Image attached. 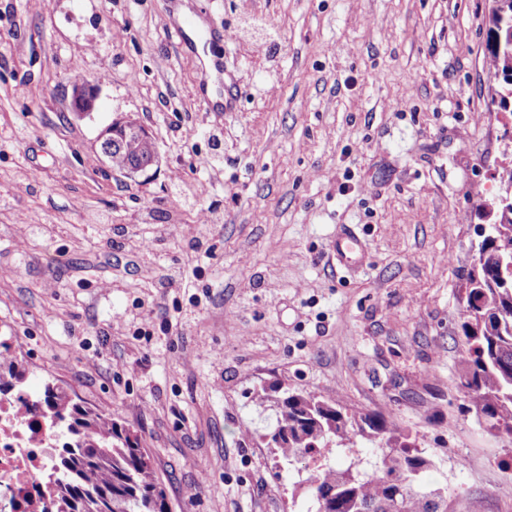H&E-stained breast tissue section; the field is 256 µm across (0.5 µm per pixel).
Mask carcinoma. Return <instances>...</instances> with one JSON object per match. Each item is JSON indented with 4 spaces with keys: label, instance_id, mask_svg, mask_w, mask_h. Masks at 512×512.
<instances>
[{
    "label": "carcinoma",
    "instance_id": "cac0c4a2",
    "mask_svg": "<svg viewBox=\"0 0 512 512\" xmlns=\"http://www.w3.org/2000/svg\"><path fill=\"white\" fill-rule=\"evenodd\" d=\"M494 2L490 50L500 66L505 108L512 100V0ZM100 151L112 167L127 170L155 148L149 139L139 140L133 152L114 148L108 135ZM490 206L495 221L465 274L460 388L477 417L512 436V202L496 199ZM25 379L16 357L0 352V394L25 401L66 439L48 476V512H166L164 490L138 436L111 412L76 403L53 381L27 399ZM358 437L378 444L373 472L321 460L306 478L312 503L306 512H448V487L425 482L437 468L434 456L378 414H350L337 399L290 393L277 405L271 432L275 456L287 464L329 451L335 442L350 452L348 443Z\"/></svg>",
    "mask_w": 512,
    "mask_h": 512
}]
</instances>
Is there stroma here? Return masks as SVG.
Returning a JSON list of instances; mask_svg holds the SVG:
<instances>
[{
    "mask_svg": "<svg viewBox=\"0 0 512 512\" xmlns=\"http://www.w3.org/2000/svg\"><path fill=\"white\" fill-rule=\"evenodd\" d=\"M492 7L0 0V336L31 391L57 382L138 435L168 512L307 508L266 441L287 389L409 431L448 512H512V438L458 391L475 205L512 167ZM214 55L230 112L196 95ZM83 78L100 94L80 117ZM127 117L158 152L131 175L98 148ZM347 226L364 256L342 271Z\"/></svg>",
    "mask_w": 512,
    "mask_h": 512,
    "instance_id": "obj_1",
    "label": "stroma"
}]
</instances>
